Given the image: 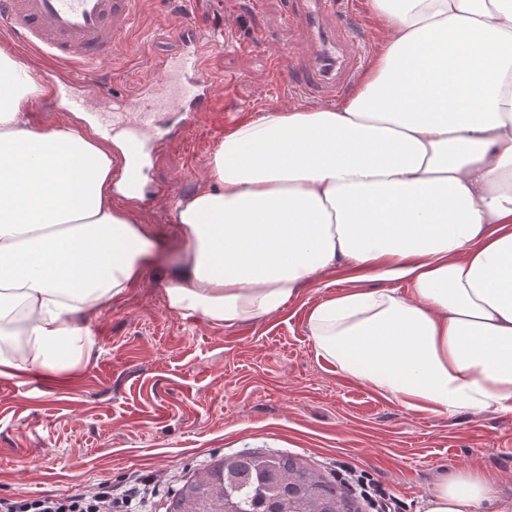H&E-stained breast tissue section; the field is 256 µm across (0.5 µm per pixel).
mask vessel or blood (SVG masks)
Segmentation results:
<instances>
[{
    "label": "vessel or blood",
    "mask_w": 512,
    "mask_h": 512,
    "mask_svg": "<svg viewBox=\"0 0 512 512\" xmlns=\"http://www.w3.org/2000/svg\"><path fill=\"white\" fill-rule=\"evenodd\" d=\"M140 9L141 0H0L1 31L50 60V78L90 89V96L71 97L72 110L90 111L91 99L102 101V108L91 111L92 119L101 134L123 135L118 174L141 195L150 143L172 144L175 129L195 128L213 104L219 79L207 65L214 42L188 13L175 31L182 54L155 60L157 75L141 82L136 98L112 97L98 67L130 46ZM354 22L355 0H286L281 26L302 49L272 56L281 84L325 102L343 93L366 63Z\"/></svg>",
    "instance_id": "1"
}]
</instances>
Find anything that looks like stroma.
<instances>
[{
    "mask_svg": "<svg viewBox=\"0 0 512 512\" xmlns=\"http://www.w3.org/2000/svg\"><path fill=\"white\" fill-rule=\"evenodd\" d=\"M189 7L203 24L223 25L231 44L214 49L208 65L232 83L217 90L202 125L157 148L146 164L156 198L128 205L154 232L159 262L122 300L91 314L97 357L38 373L34 385L0 376V497L64 495L153 474L160 485L150 510L166 512L168 496L197 468L254 450L299 457L327 479L343 464L368 470L406 512H418L440 475L462 466L498 477L512 497V416L410 410L317 356L308 314L352 289L346 270L261 320L218 326L168 308L164 263L182 244L176 205L205 179L213 150L232 130L226 104L241 121L309 104L284 91L270 66V50L289 48L280 0L261 9L254 0H144L146 48L101 67L124 97H136L138 80L150 76L148 55L181 53L160 29ZM259 35L264 44L237 50Z\"/></svg>",
    "mask_w": 512,
    "mask_h": 512,
    "instance_id": "35a3bbf8",
    "label": "stroma"
}]
</instances>
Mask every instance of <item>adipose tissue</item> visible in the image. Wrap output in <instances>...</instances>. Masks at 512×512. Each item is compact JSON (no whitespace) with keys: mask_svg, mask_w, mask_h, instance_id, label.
I'll return each instance as SVG.
<instances>
[{"mask_svg":"<svg viewBox=\"0 0 512 512\" xmlns=\"http://www.w3.org/2000/svg\"><path fill=\"white\" fill-rule=\"evenodd\" d=\"M386 37L338 104L241 122L178 201L170 310L269 317L343 268L317 356L407 408L512 415V0H367ZM0 48V376L90 358V314L139 285L152 231L118 203L112 144L34 122L45 88ZM382 280L379 288L369 287ZM512 512L443 474L422 512Z\"/></svg>","mask_w":512,"mask_h":512,"instance_id":"1","label":"adipose tissue"}]
</instances>
